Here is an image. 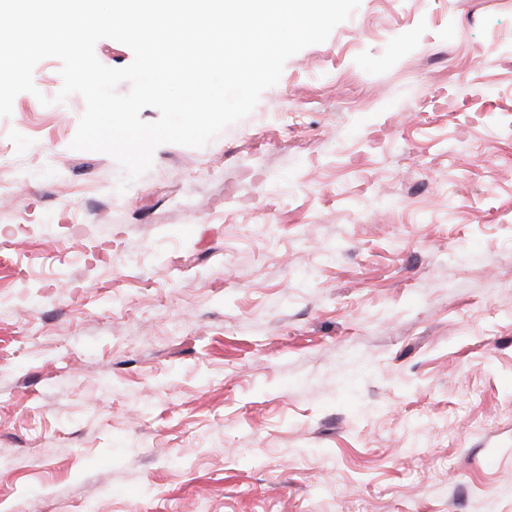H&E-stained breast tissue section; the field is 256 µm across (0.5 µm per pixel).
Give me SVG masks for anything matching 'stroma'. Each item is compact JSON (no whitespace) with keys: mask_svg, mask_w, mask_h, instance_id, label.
Wrapping results in <instances>:
<instances>
[{"mask_svg":"<svg viewBox=\"0 0 512 512\" xmlns=\"http://www.w3.org/2000/svg\"><path fill=\"white\" fill-rule=\"evenodd\" d=\"M60 69L0 116L10 512H512V0H360L122 193Z\"/></svg>","mask_w":512,"mask_h":512,"instance_id":"stroma-1","label":"stroma"}]
</instances>
